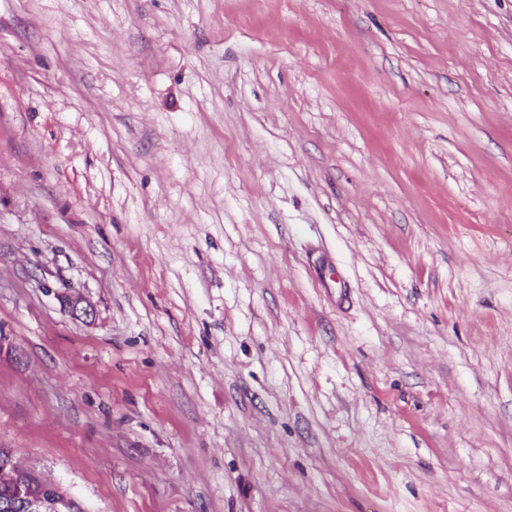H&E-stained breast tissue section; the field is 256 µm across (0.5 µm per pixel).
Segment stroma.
I'll use <instances>...</instances> for the list:
<instances>
[{
  "instance_id": "stroma-1",
  "label": "stroma",
  "mask_w": 512,
  "mask_h": 512,
  "mask_svg": "<svg viewBox=\"0 0 512 512\" xmlns=\"http://www.w3.org/2000/svg\"><path fill=\"white\" fill-rule=\"evenodd\" d=\"M0 448L84 512H512V0H0Z\"/></svg>"
}]
</instances>
